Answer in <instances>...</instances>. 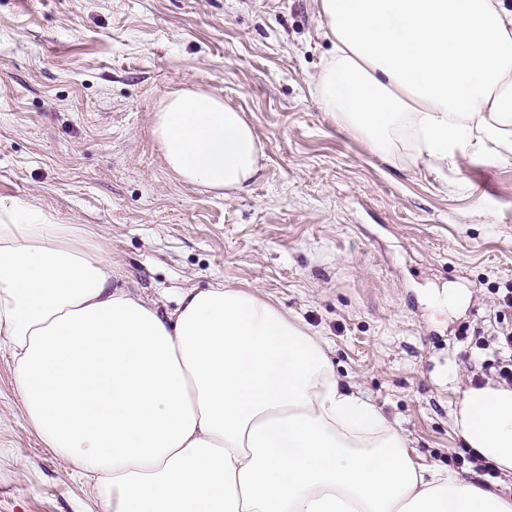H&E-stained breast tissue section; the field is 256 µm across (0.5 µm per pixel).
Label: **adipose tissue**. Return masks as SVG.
<instances>
[{
	"mask_svg": "<svg viewBox=\"0 0 512 512\" xmlns=\"http://www.w3.org/2000/svg\"><path fill=\"white\" fill-rule=\"evenodd\" d=\"M320 13L333 52L314 94L372 152L512 158V0ZM151 132L186 183L241 192L260 170L250 120L219 96L174 93ZM114 275L82 226L0 206V338L26 419L95 477L105 512H512V497L416 464L303 319L221 284L165 311ZM453 426L512 479V387L467 388Z\"/></svg>",
	"mask_w": 512,
	"mask_h": 512,
	"instance_id": "1",
	"label": "adipose tissue"
}]
</instances>
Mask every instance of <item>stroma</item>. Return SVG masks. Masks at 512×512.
<instances>
[{"label": "stroma", "mask_w": 512, "mask_h": 512, "mask_svg": "<svg viewBox=\"0 0 512 512\" xmlns=\"http://www.w3.org/2000/svg\"><path fill=\"white\" fill-rule=\"evenodd\" d=\"M319 0H0V204L83 225L117 287H247L323 336L337 377L447 470L472 367L512 330V159L384 158L321 112ZM182 88L245 112L247 191L181 181L151 134ZM462 304L433 312L429 287ZM0 512H104L30 427L0 349Z\"/></svg>", "instance_id": "35a3bbf8"}]
</instances>
